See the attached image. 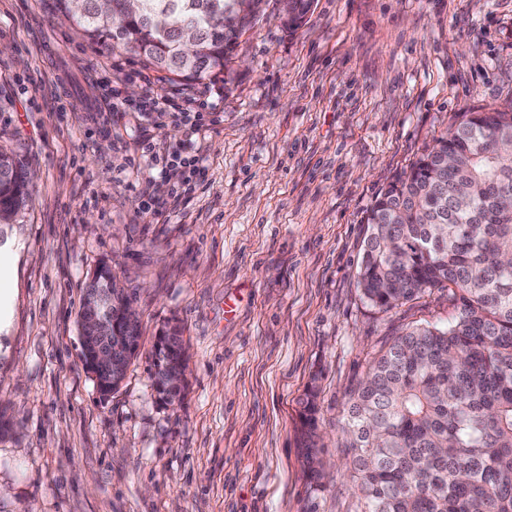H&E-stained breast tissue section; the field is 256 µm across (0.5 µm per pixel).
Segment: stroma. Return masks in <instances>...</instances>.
I'll use <instances>...</instances> for the list:
<instances>
[{
	"label": "stroma",
	"instance_id": "35a3bbf8",
	"mask_svg": "<svg viewBox=\"0 0 512 512\" xmlns=\"http://www.w3.org/2000/svg\"><path fill=\"white\" fill-rule=\"evenodd\" d=\"M205 83L187 142L181 112L139 109L181 100L186 82L89 46L53 0H0V149L32 177L0 227L14 290L0 512H359L348 393L396 336L452 319L444 288L386 311L366 302L365 217L456 113L512 100V0H315L294 32L281 0H264ZM146 139L199 155L197 172H157ZM103 262L142 324L105 397L77 323ZM173 318L188 388L163 408L148 356ZM312 386L316 481L301 436Z\"/></svg>",
	"mask_w": 512,
	"mask_h": 512
}]
</instances>
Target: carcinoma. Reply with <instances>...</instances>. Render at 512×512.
Returning <instances> with one entry per match:
<instances>
[{"mask_svg": "<svg viewBox=\"0 0 512 512\" xmlns=\"http://www.w3.org/2000/svg\"><path fill=\"white\" fill-rule=\"evenodd\" d=\"M313 0H290L295 30ZM244 0H56L57 13L88 42L134 54L170 81L224 73L246 24ZM193 35V59L182 44ZM512 102L460 112L450 131L404 176L390 182L367 216L358 284L370 306L388 310L432 288L451 292L455 316L444 328L416 326L374 360L351 391L344 447L361 512H512ZM30 196L26 166L0 151V218ZM108 290V345L119 366L97 363L103 340H81V358L106 395L137 355L141 323L127 317L131 297L106 263L88 278L87 300ZM150 379L159 403L183 399L180 330L156 336ZM316 392L303 400L302 425L316 436Z\"/></svg>", "mask_w": 512, "mask_h": 512, "instance_id": "obj_1", "label": "carcinoma"}]
</instances>
